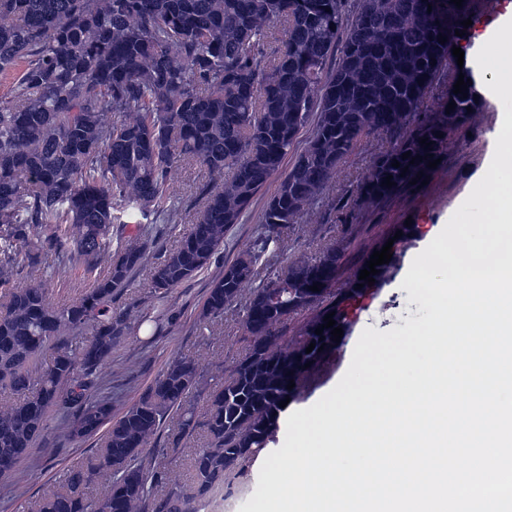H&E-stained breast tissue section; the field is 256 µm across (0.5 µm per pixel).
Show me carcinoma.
Segmentation results:
<instances>
[{
  "instance_id": "1",
  "label": "carcinoma",
  "mask_w": 512,
  "mask_h": 512,
  "mask_svg": "<svg viewBox=\"0 0 512 512\" xmlns=\"http://www.w3.org/2000/svg\"><path fill=\"white\" fill-rule=\"evenodd\" d=\"M470 4L0 0V73L22 67L13 95L0 102V384L18 395L0 406V479L36 448L50 413L60 411L69 415V439L108 429L63 487L39 496L36 512H201L227 475L267 448L284 411L280 402L295 400L340 346L329 328L315 334L324 316L333 313L336 326L347 329L349 304L387 279L416 225H395L362 253L343 288L336 283L352 242L348 232L313 256L289 260L255 289L243 304L244 353L208 391L201 422L185 406L201 383L189 358L171 360L138 402L112 420V397L98 392L96 372L123 337L149 320L112 310L113 297L143 269L160 302L193 280L276 179L258 235L207 294L203 318H223L244 283L267 276L262 258L270 244L319 201L365 137H383L388 145L357 180L348 217L413 188L420 171L427 179L429 162L443 157L478 110L476 85L465 96L453 93L459 74L473 78L452 55ZM450 72L442 102L428 110L429 90ZM425 138L432 141L427 149L420 144ZM178 163L206 171L201 209L178 244L151 263L143 238L152 229L126 240L122 215L133 209L149 225L175 222L169 173ZM389 175L390 188L382 185ZM391 238L392 258L376 266L373 286L358 280L373 251ZM45 256L54 258L52 273L63 284L70 270L83 268L76 300L54 307L42 285L16 287L19 273ZM314 284L319 290H309ZM306 311L290 346L283 328ZM88 328L92 336L73 342ZM50 347L51 364L36 367ZM174 417L179 437L200 425L206 433L186 487L164 478L146 452ZM103 474L107 484L86 496Z\"/></svg>"
}]
</instances>
